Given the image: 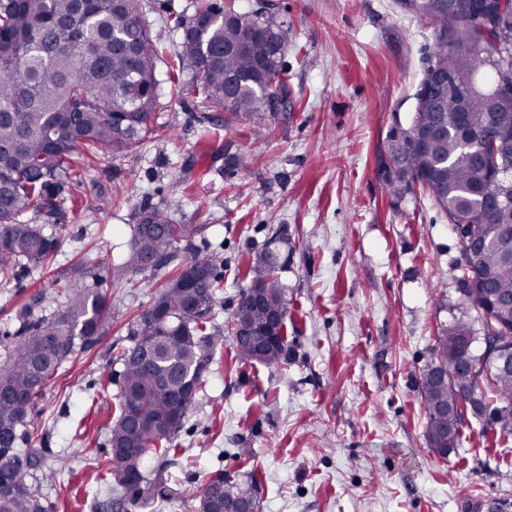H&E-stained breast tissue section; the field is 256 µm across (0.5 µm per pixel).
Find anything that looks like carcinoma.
<instances>
[{
  "label": "carcinoma",
  "instance_id": "cac0c4a2",
  "mask_svg": "<svg viewBox=\"0 0 512 512\" xmlns=\"http://www.w3.org/2000/svg\"><path fill=\"white\" fill-rule=\"evenodd\" d=\"M405 9L426 18L433 27L428 66L416 93L409 126L390 145L384 164V189L393 198L418 188L448 215V221L471 224L470 237L486 239L472 258L471 278L462 279V304L468 313L442 325L433 338V361L418 383L427 419L426 436L444 450L442 437L453 434L460 418L440 412L463 402L476 417L503 433L512 432V370L500 372L472 345L490 338L512 342V310L490 309L479 279L498 292L512 294V258L504 246L486 236L488 224H511L512 206L491 211L482 189L491 177L474 158L471 131L512 123V100L489 101L466 86L493 84L499 74L490 66L496 55L512 67V3L494 0H401ZM507 16L503 24L479 27L462 17L469 10ZM74 24L82 42L66 37ZM174 28L183 31L180 49L169 65L170 81L189 86L196 96L224 108V124L236 126L272 113L288 98L285 62L261 66L262 38L275 33L288 40L265 6L247 12L210 4L191 16L178 15ZM247 32L260 38L258 48L242 51ZM158 49L143 19L138 0H0V276H13L20 260L47 263L58 240L43 233L36 219L58 206L67 184L80 176L81 146L88 153L130 151L152 132L157 105ZM452 71L458 86L424 97L429 77ZM196 226L176 224L160 207L143 208L131 226L128 252L113 266L119 276L170 269L167 284L133 321L132 345L116 356L120 372L119 415L110 429L113 451L103 462L105 479L126 509L152 497L162 472L146 474L145 456L120 451L135 439L159 455L172 450L179 428L162 423L174 400L176 384L167 381L176 370L182 379L202 388L210 356L218 340L209 332L221 279V261L201 255L193 240ZM278 254L266 246L248 265L250 283L242 289L233 312L237 323L258 325L274 309L287 316L285 290L277 270ZM68 309L50 319L22 318L11 337V355L0 365V512H46L27 481L35 465L17 448L31 435L34 401L71 354L75 339L92 343L111 326L110 302L91 290L80 276L69 283ZM278 345L258 357L252 346L234 344L242 363L278 367L288 361L286 325L280 323ZM471 345L472 375L456 372L462 345ZM487 379L491 402L477 380ZM226 487L229 503L253 498V487L230 486L222 474L207 478L193 496L199 512L223 504L208 498L210 487Z\"/></svg>",
  "mask_w": 512,
  "mask_h": 512
}]
</instances>
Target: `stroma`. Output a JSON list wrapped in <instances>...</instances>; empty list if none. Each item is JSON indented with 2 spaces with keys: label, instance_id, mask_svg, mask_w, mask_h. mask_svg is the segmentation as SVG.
Listing matches in <instances>:
<instances>
[{
  "label": "stroma",
  "instance_id": "obj_1",
  "mask_svg": "<svg viewBox=\"0 0 512 512\" xmlns=\"http://www.w3.org/2000/svg\"><path fill=\"white\" fill-rule=\"evenodd\" d=\"M209 0H139L165 78L180 31L171 11ZM267 5L288 30V100L275 116L229 129L222 108L163 90L157 137L106 152L69 183L41 220L59 246L49 263L0 282V364L22 315L55 317L83 266L106 293L112 325L76 343L35 400L39 431L19 442L48 512H108L114 495L98 467L110 451L129 330L166 271L114 276L145 205L198 228L201 253L222 262L210 329L221 336L177 434L175 454L147 456L168 491L137 512H198L199 474L254 483L256 512H487L512 499V434L468 417L448 455L433 453L415 382L433 359L439 326L460 315L462 244L421 193L395 199L379 164L416 107L431 24L398 0H217ZM243 153L245 170H225ZM273 245L288 303V360L240 363L231 318L245 288L244 259Z\"/></svg>",
  "mask_w": 512,
  "mask_h": 512
}]
</instances>
